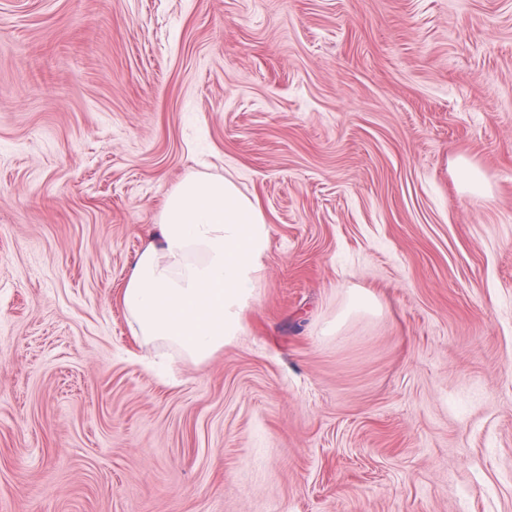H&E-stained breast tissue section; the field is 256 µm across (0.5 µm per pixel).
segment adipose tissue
Wrapping results in <instances>:
<instances>
[{"mask_svg": "<svg viewBox=\"0 0 512 512\" xmlns=\"http://www.w3.org/2000/svg\"><path fill=\"white\" fill-rule=\"evenodd\" d=\"M269 250L256 197L225 178L186 175L165 198L118 296L133 338L208 360L241 336Z\"/></svg>", "mask_w": 512, "mask_h": 512, "instance_id": "ef3b65f1", "label": "adipose tissue"}]
</instances>
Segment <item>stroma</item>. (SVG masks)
Masks as SVG:
<instances>
[{
  "label": "stroma",
  "instance_id": "1",
  "mask_svg": "<svg viewBox=\"0 0 512 512\" xmlns=\"http://www.w3.org/2000/svg\"><path fill=\"white\" fill-rule=\"evenodd\" d=\"M191 173L271 245L169 380L117 295ZM0 512H512V0H0Z\"/></svg>",
  "mask_w": 512,
  "mask_h": 512
}]
</instances>
